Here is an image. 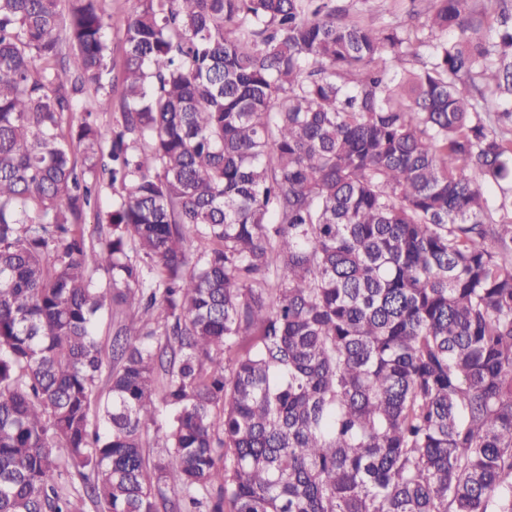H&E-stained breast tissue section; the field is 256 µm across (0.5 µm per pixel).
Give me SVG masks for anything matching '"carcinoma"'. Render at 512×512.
<instances>
[{
    "label": "carcinoma",
    "mask_w": 512,
    "mask_h": 512,
    "mask_svg": "<svg viewBox=\"0 0 512 512\" xmlns=\"http://www.w3.org/2000/svg\"><path fill=\"white\" fill-rule=\"evenodd\" d=\"M104 2L0 0V512H512V0ZM136 0H106L107 12L111 15V26L108 28V37L111 56L118 64L122 62L123 51L121 47V33L129 14L137 6ZM430 0H346L351 11L374 29L399 26L404 30L423 28L430 10Z\"/></svg>",
    "instance_id": "carcinoma-1"
}]
</instances>
